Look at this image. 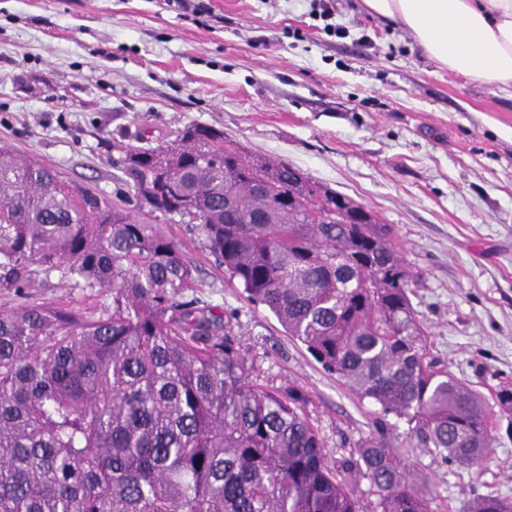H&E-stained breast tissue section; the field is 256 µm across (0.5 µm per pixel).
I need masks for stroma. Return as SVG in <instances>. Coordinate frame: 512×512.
I'll list each match as a JSON object with an SVG mask.
<instances>
[{
	"instance_id": "35a3bbf8",
	"label": "stroma",
	"mask_w": 512,
	"mask_h": 512,
	"mask_svg": "<svg viewBox=\"0 0 512 512\" xmlns=\"http://www.w3.org/2000/svg\"><path fill=\"white\" fill-rule=\"evenodd\" d=\"M0 0V142L114 199L113 158L197 122L276 158L391 224L431 357L480 391L512 382V91L448 71L362 0ZM346 35L327 32L326 23ZM162 231L197 295L235 314L261 380L293 384L329 459L383 432L433 512L512 499V436L452 473L288 336L185 225Z\"/></svg>"
}]
</instances>
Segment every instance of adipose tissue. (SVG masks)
Segmentation results:
<instances>
[{
  "instance_id": "1",
  "label": "adipose tissue",
  "mask_w": 512,
  "mask_h": 512,
  "mask_svg": "<svg viewBox=\"0 0 512 512\" xmlns=\"http://www.w3.org/2000/svg\"><path fill=\"white\" fill-rule=\"evenodd\" d=\"M402 27L431 59L460 75L512 87V0H362Z\"/></svg>"
}]
</instances>
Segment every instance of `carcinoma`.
<instances>
[{"label": "carcinoma", "mask_w": 512, "mask_h": 512, "mask_svg": "<svg viewBox=\"0 0 512 512\" xmlns=\"http://www.w3.org/2000/svg\"><path fill=\"white\" fill-rule=\"evenodd\" d=\"M112 165L136 209L186 225L358 398L451 467L492 452L512 386L489 400L428 360L377 214L198 123ZM37 276L86 303L31 299ZM197 288L155 224L0 145V290L19 299L0 307V512H433L383 434L328 459L310 397L260 381L233 315ZM473 502L512 512L494 494L458 512Z\"/></svg>", "instance_id": "carcinoma-1"}]
</instances>
